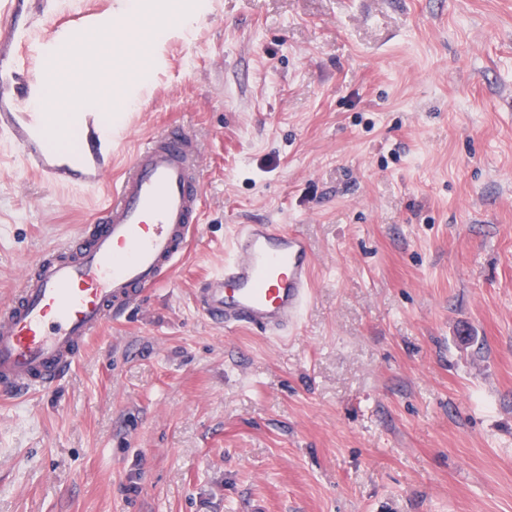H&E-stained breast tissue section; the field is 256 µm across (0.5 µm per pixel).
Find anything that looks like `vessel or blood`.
Returning <instances> with one entry per match:
<instances>
[{"instance_id":"b4317fda","label":"vessel or blood","mask_w":512,"mask_h":512,"mask_svg":"<svg viewBox=\"0 0 512 512\" xmlns=\"http://www.w3.org/2000/svg\"><path fill=\"white\" fill-rule=\"evenodd\" d=\"M112 16L106 0L104 7L61 16L45 34L12 27L0 44V61L18 75L15 83L0 85V100L12 105L0 113V132L46 183L106 187L92 227L25 268L11 302L0 306L4 397L55 390L113 314L175 267L202 222L201 146L189 128L169 127L139 140L116 178L112 150L126 132L101 125L98 113H84L76 130L78 162L45 149L57 127L50 112L35 109L37 88L57 73L64 51L77 49L79 36ZM312 275V250L301 233L278 224H246L196 303L225 331L279 336L298 321Z\"/></svg>"}]
</instances>
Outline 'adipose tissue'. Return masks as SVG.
I'll list each match as a JSON object with an SVG mask.
<instances>
[{
  "mask_svg": "<svg viewBox=\"0 0 512 512\" xmlns=\"http://www.w3.org/2000/svg\"><path fill=\"white\" fill-rule=\"evenodd\" d=\"M132 13L138 26L128 34L131 54L115 51L108 40L98 36L94 39L98 47L95 58L76 52L67 54L60 62L59 75L44 83L38 105L53 112L57 126L67 128L77 123L102 94L111 99L113 111L130 107L127 83L147 70L152 50L162 35L155 24L157 17L178 18L182 9L180 0H157L151 11L141 0H134ZM118 71L125 73V81L113 80V73Z\"/></svg>",
  "mask_w": 512,
  "mask_h": 512,
  "instance_id": "obj_1",
  "label": "adipose tissue"
}]
</instances>
